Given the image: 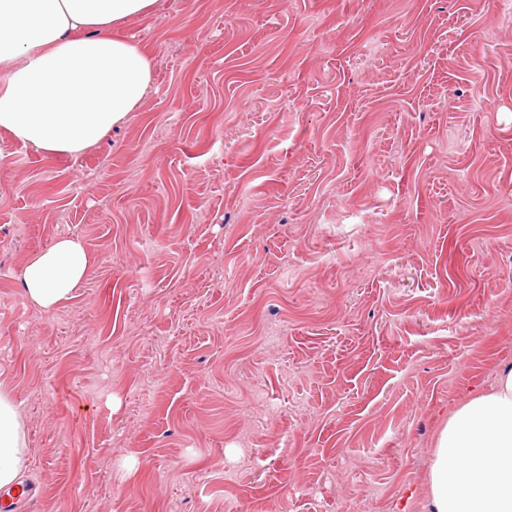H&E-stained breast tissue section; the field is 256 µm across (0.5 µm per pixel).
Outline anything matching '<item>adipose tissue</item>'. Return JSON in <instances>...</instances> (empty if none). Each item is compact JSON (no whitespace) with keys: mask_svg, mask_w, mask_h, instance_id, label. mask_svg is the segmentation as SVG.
Segmentation results:
<instances>
[{"mask_svg":"<svg viewBox=\"0 0 512 512\" xmlns=\"http://www.w3.org/2000/svg\"><path fill=\"white\" fill-rule=\"evenodd\" d=\"M157 0H0V129L47 155L93 147L133 112L154 79L149 55L111 29ZM94 262L67 237L31 258L26 297L52 310ZM30 462L25 423L0 386V489ZM426 512H512V367L455 407L437 432Z\"/></svg>","mask_w":512,"mask_h":512,"instance_id":"ef3b65f1","label":"adipose tissue"}]
</instances>
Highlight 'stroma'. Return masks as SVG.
<instances>
[{
    "label": "stroma",
    "mask_w": 512,
    "mask_h": 512,
    "mask_svg": "<svg viewBox=\"0 0 512 512\" xmlns=\"http://www.w3.org/2000/svg\"><path fill=\"white\" fill-rule=\"evenodd\" d=\"M155 85L76 156L0 130L24 512H425L512 364V6L159 0ZM94 258L50 311L20 272ZM94 263V257L77 238L55 241L24 266L21 281L26 297L44 310H52L71 298Z\"/></svg>",
    "instance_id": "stroma-1"
}]
</instances>
